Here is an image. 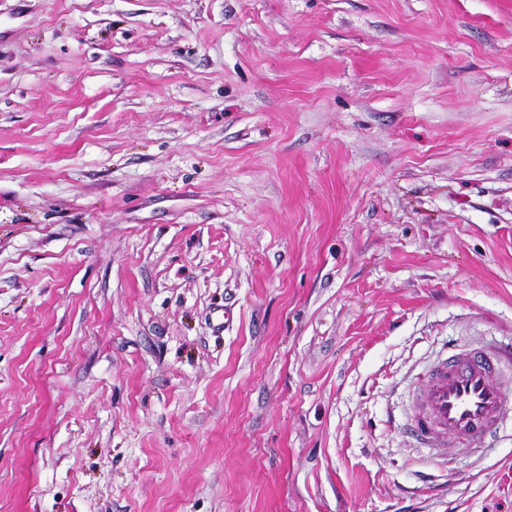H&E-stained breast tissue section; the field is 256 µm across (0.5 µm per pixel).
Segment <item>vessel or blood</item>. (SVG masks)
Instances as JSON below:
<instances>
[{
    "label": "vessel or blood",
    "instance_id": "vessel-or-blood-1",
    "mask_svg": "<svg viewBox=\"0 0 512 512\" xmlns=\"http://www.w3.org/2000/svg\"><path fill=\"white\" fill-rule=\"evenodd\" d=\"M511 371L512 360L497 344L444 351L413 392L409 433L416 447L434 461L449 447L462 453L482 447L512 413V402L496 384Z\"/></svg>",
    "mask_w": 512,
    "mask_h": 512
}]
</instances>
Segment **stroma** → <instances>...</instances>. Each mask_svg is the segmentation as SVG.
I'll list each match as a JSON object with an SVG mask.
<instances>
[{
    "label": "stroma",
    "instance_id": "stroma-1",
    "mask_svg": "<svg viewBox=\"0 0 512 512\" xmlns=\"http://www.w3.org/2000/svg\"><path fill=\"white\" fill-rule=\"evenodd\" d=\"M488 336L512 0H0V512H512L402 435Z\"/></svg>",
    "mask_w": 512,
    "mask_h": 512
}]
</instances>
